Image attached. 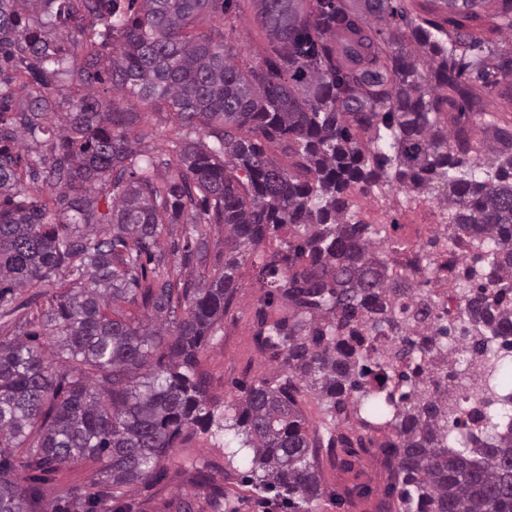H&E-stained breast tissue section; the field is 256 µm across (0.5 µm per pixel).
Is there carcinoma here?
<instances>
[{
	"label": "carcinoma",
	"instance_id": "1",
	"mask_svg": "<svg viewBox=\"0 0 512 512\" xmlns=\"http://www.w3.org/2000/svg\"><path fill=\"white\" fill-rule=\"evenodd\" d=\"M21 2L0 0V54L33 75L25 132L35 142L59 125L61 151L13 167V80L0 78V314L30 305L15 300L20 288L56 293L39 331L0 339V512H131L129 488L161 480V462L199 431L237 439L230 464L252 452L253 492L310 512L325 488L303 388L338 424L354 413L370 427L364 410L392 428L380 450L395 464L387 495L398 512H512V427L450 448L448 392L405 372L397 397L368 387L371 373L392 375L448 329L427 323L436 297L388 272L348 199L358 184H446L449 240L490 254L456 285L461 313L484 330L477 343L512 349V126L491 124L476 144L443 121L461 106L487 111L489 78L512 76V47L483 36L512 41V0H251L269 40L261 70L237 64L224 25L196 28L203 14L244 10L241 0H87L86 72L107 60L112 86L214 139L185 143L159 179L131 147L137 114L79 90L56 122L41 88L65 72V45L48 40L62 9L41 0L46 20L31 22ZM261 137L285 143L291 165L268 159ZM41 165L63 206L54 222L29 194ZM107 188L102 213L95 192ZM167 224L186 225L196 250L155 254ZM213 224L224 225V265L210 268ZM285 226L291 239L261 274L265 305L277 295L288 312H259L256 331L280 364L220 415L199 355L240 288L242 260ZM192 262L198 276L185 279L178 268ZM380 336L395 346H370ZM79 462L95 465L89 488L62 484L46 500L45 476ZM194 479L221 512L224 486L201 470Z\"/></svg>",
	"mask_w": 512,
	"mask_h": 512
}]
</instances>
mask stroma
<instances>
[{
  "label": "stroma",
  "instance_id": "stroma-1",
  "mask_svg": "<svg viewBox=\"0 0 512 512\" xmlns=\"http://www.w3.org/2000/svg\"><path fill=\"white\" fill-rule=\"evenodd\" d=\"M225 23L239 65L260 68L268 40L252 12L226 17ZM57 32L70 50V64L65 74L52 78L43 89L52 111L65 114L70 108V90L87 88L101 102L112 103L116 111L139 114L144 138L135 143V150L146 149L163 158L184 137H199V130L185 131L166 110L146 109L135 98L114 90L109 74H102L99 81L88 82L83 68L85 38L80 28L70 22L58 27ZM280 247L279 240L270 238L246 258L240 268L241 286L235 301L200 356V369L209 381L208 396L216 407L237 402L243 387L271 375L276 367L270 351L262 350L255 330L256 313L263 308L266 293L258 279L262 257ZM362 436L366 442L362 448L342 445L320 448L322 481L329 496L317 502L314 512H388L392 500L386 496L385 489L390 482L391 464L379 445L388 440L390 433L385 429H369L363 431ZM167 467L166 479L157 486L138 485L129 492V499L140 512H176L177 498L182 494L193 496L194 512H211L204 490L191 481L198 468L209 472L229 491L232 512H287L280 505L258 502L256 494L245 483L248 463L240 459L227 462L221 436L197 434L174 450ZM356 486L370 487L371 492L361 498H346V491Z\"/></svg>",
  "mask_w": 512,
  "mask_h": 512
}]
</instances>
